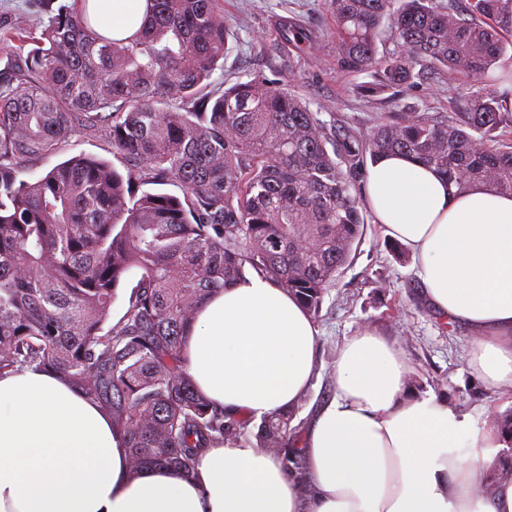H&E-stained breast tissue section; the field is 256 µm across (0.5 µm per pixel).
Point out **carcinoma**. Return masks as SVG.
Here are the masks:
<instances>
[{"mask_svg":"<svg viewBox=\"0 0 512 512\" xmlns=\"http://www.w3.org/2000/svg\"><path fill=\"white\" fill-rule=\"evenodd\" d=\"M147 2L126 38L98 31L89 0L38 28L0 27V376L50 371L94 401L132 477L146 463L188 472L203 449L251 436L299 470L295 410L254 432L214 406L187 370L184 330L248 272L317 317L364 232L356 184L384 156L433 167L460 192L512 194V0H331L341 70L402 87L444 69L469 86L464 112H390L366 135L332 129L265 78L204 92L227 52L220 0ZM385 27L401 50L380 57ZM307 49L294 23L271 45L290 69ZM84 131L124 170L79 155L23 178ZM171 181L182 195L157 190Z\"/></svg>","mask_w":512,"mask_h":512,"instance_id":"carcinoma-1","label":"carcinoma"}]
</instances>
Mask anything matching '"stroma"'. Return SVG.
I'll use <instances>...</instances> for the list:
<instances>
[{
	"label": "stroma",
	"instance_id": "obj_1",
	"mask_svg": "<svg viewBox=\"0 0 512 512\" xmlns=\"http://www.w3.org/2000/svg\"><path fill=\"white\" fill-rule=\"evenodd\" d=\"M228 29L224 66L212 86L224 78L260 76L290 84L302 97L322 105L330 127H351L369 133L377 118L415 106L429 112H461L467 85L462 78L440 72L437 78L403 88L383 87L362 95L372 74H346L336 67V33L330 0H223ZM295 20L306 32L310 48L296 57L293 68L281 67L270 46L282 22ZM75 155L112 160V147L100 135L71 137L58 153L29 165L28 178L41 177ZM444 317L427 302L415 256L398 259L383 227L367 223L353 258L324 297L315 319L320 346L316 375L296 409L294 422L306 427L314 413L336 393L333 363L344 338L363 330L395 341L410 367L408 385L418 394H432L471 415L482 429L494 428L512 412V398H495L468 363L470 332L457 324L443 329Z\"/></svg>",
	"mask_w": 512,
	"mask_h": 512
}]
</instances>
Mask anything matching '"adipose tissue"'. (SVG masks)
<instances>
[{
  "instance_id": "obj_1",
  "label": "adipose tissue",
  "mask_w": 512,
  "mask_h": 512,
  "mask_svg": "<svg viewBox=\"0 0 512 512\" xmlns=\"http://www.w3.org/2000/svg\"><path fill=\"white\" fill-rule=\"evenodd\" d=\"M113 37L146 0H99ZM364 203L418 259L432 305L471 333V363L491 394L512 388V194L450 188L433 168L393 154L370 165ZM318 330L284 289L254 275L202 304L184 337L209 400L255 420L297 405L316 371ZM336 396L311 421L303 455L314 488L269 448L206 449L190 474L129 475L111 419L55 375L0 378V512H512L499 478L512 434L412 393L400 346L362 333L336 357Z\"/></svg>"
}]
</instances>
